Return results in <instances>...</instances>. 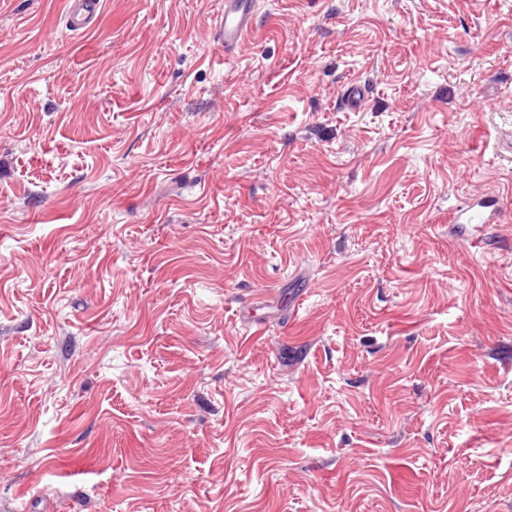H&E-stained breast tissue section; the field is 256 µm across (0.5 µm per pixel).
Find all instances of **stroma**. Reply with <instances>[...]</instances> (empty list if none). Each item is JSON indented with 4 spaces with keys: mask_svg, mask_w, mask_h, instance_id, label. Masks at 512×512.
<instances>
[{
    "mask_svg": "<svg viewBox=\"0 0 512 512\" xmlns=\"http://www.w3.org/2000/svg\"><path fill=\"white\" fill-rule=\"evenodd\" d=\"M65 2L0 0V512H512V0ZM96 0H68L67 1V19L71 21L78 29L88 27L95 15ZM256 0H224V16L214 19L211 36L229 57L242 50L245 38L258 26ZM500 222V207L495 195H482L468 199L451 212L452 224H497Z\"/></svg>",
    "mask_w": 512,
    "mask_h": 512,
    "instance_id": "obj_1",
    "label": "stroma"
}]
</instances>
